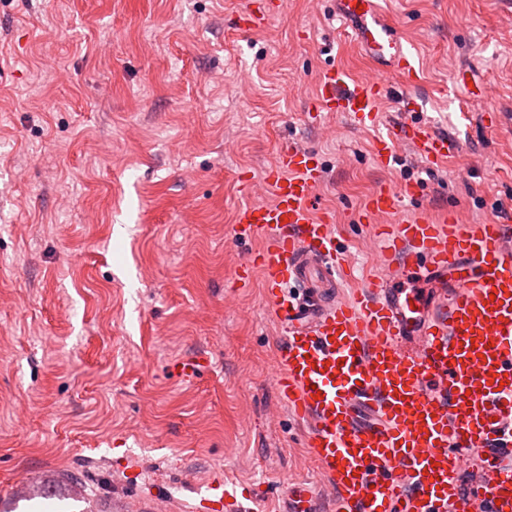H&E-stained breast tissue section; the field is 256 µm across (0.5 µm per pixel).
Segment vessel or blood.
Wrapping results in <instances>:
<instances>
[{
  "label": "vessel or blood",
  "mask_w": 512,
  "mask_h": 512,
  "mask_svg": "<svg viewBox=\"0 0 512 512\" xmlns=\"http://www.w3.org/2000/svg\"><path fill=\"white\" fill-rule=\"evenodd\" d=\"M336 14L375 58L380 74L347 82L324 69L313 111H376L391 74L418 81L413 53L399 41L376 0H336ZM416 99L374 146L389 166L399 146L422 165L448 160L456 139L416 119ZM325 169L310 150L289 144L261 185L269 204L241 206L238 233L264 245L239 278L260 275L283 339L271 381L294 420H312L309 456L336 491L333 512H449L460 500L464 452L481 449L488 477L472 489L481 512H512V225L468 223L456 212L419 208L384 223L419 186H384L360 221L381 246L362 288L338 296L354 263L334 217L316 211ZM425 270L436 298L397 287L404 272ZM288 512H313L308 483L283 480Z\"/></svg>",
  "instance_id": "vessel-or-blood-1"
}]
</instances>
